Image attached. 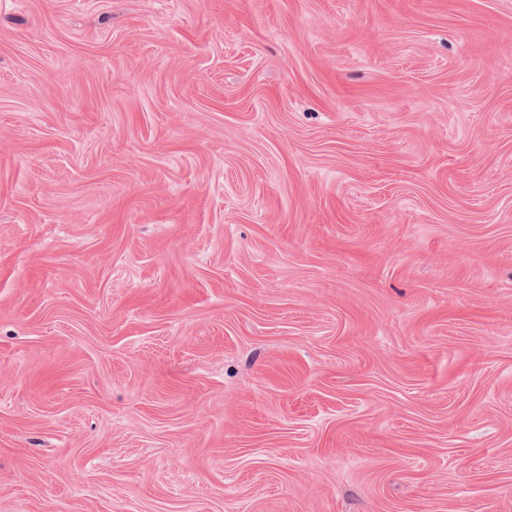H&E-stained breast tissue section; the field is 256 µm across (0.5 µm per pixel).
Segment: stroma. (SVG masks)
Returning <instances> with one entry per match:
<instances>
[{
  "mask_svg": "<svg viewBox=\"0 0 512 512\" xmlns=\"http://www.w3.org/2000/svg\"><path fill=\"white\" fill-rule=\"evenodd\" d=\"M0 512H512V0H0Z\"/></svg>",
  "mask_w": 512,
  "mask_h": 512,
  "instance_id": "1",
  "label": "stroma"
}]
</instances>
